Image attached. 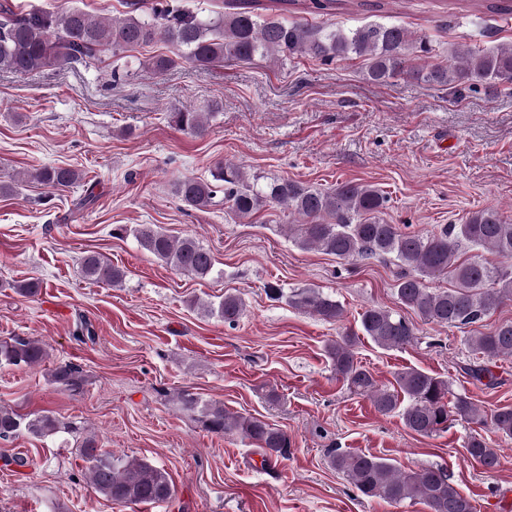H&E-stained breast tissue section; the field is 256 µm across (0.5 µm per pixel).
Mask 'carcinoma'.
<instances>
[{
    "instance_id": "obj_1",
    "label": "carcinoma",
    "mask_w": 512,
    "mask_h": 512,
    "mask_svg": "<svg viewBox=\"0 0 512 512\" xmlns=\"http://www.w3.org/2000/svg\"><path fill=\"white\" fill-rule=\"evenodd\" d=\"M463 2L483 6L499 16H512V0ZM299 5L330 14L349 6L363 8L367 0H224V11L207 16L190 10L180 0H153L141 15L99 18L78 8L23 12L1 3L0 70L25 74L77 63L97 68L105 53L121 60L128 51L163 42L172 48V55L155 57L145 65L155 74L166 72L179 60L209 69L226 61L250 63L266 58L282 63L308 56L324 63L361 59L372 82L383 84L406 76L447 86L458 96L482 83L512 81V43L483 53L459 44L450 60L435 62L427 38L414 36L400 23L372 22L344 31L283 17ZM212 116L183 106L169 112L168 118L174 128L202 137L210 129ZM82 180V172L74 168L44 166L22 178L1 180L0 195H14L28 182L62 192ZM175 192L185 206L197 210L215 205L221 194L229 212L240 218L259 212L269 202L288 211V231L302 249L344 261H395L400 268L395 285L399 304L427 323L468 327L512 302V224L495 208L477 210L463 224H444L427 234L405 232L382 217L389 199L374 185L342 182L320 189L286 178L250 175L243 167L222 161L215 163L208 179L178 180ZM135 235L144 251L183 275L199 280L221 275L210 251L192 237L173 236L144 224L135 229ZM479 249L497 254L504 262L491 265L477 255H467ZM80 267L83 278L96 283L119 286L126 277L124 270L97 252L85 253ZM445 275L451 288L432 291L426 287V280ZM266 294L329 323L343 315L336 297L316 288H295L287 294L271 284ZM245 308L244 299L237 294L201 305L204 312L230 326L239 321ZM359 323L362 334L383 349L418 342L414 323L390 309L369 307L360 314ZM356 338L354 333H345L327 346V354L337 377L352 393L368 398L380 414H399L404 426L421 436H431L447 429L449 421L461 420L488 426L497 436L512 440V405L500 406L487 415L469 396L453 392L448 380L416 368L396 373L392 386L384 387L355 360ZM469 345L482 361L467 367V372L478 381L494 384L496 377L489 364L512 358V321L469 337ZM47 357L44 346L35 340L15 337L0 342V367L38 366ZM50 378L73 395L81 393L86 383L83 370L65 362L55 365ZM177 403L206 431L235 433L265 450L268 458L288 448L286 434L259 417L230 412L188 389L178 392ZM69 431L70 426L49 414L23 415L0 406V439L22 433L44 438ZM466 451L486 470L499 465L498 449L480 435L468 440ZM80 454L87 463L89 483L112 502L151 505L174 496L172 479L160 466L104 450L92 439L82 442ZM328 459L365 498L394 506L418 501L428 512H474L471 499L439 469L403 471L389 458L341 448L328 449Z\"/></svg>"
}]
</instances>
